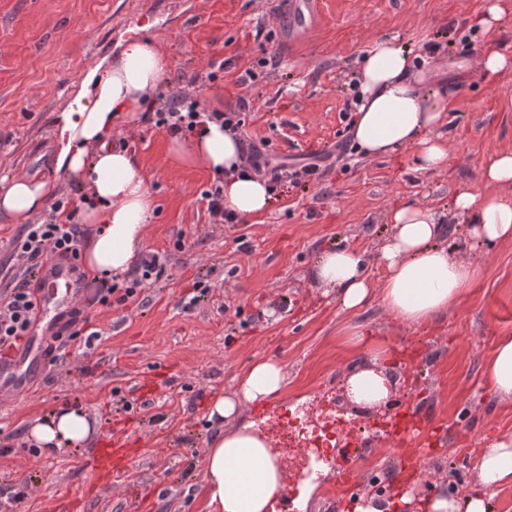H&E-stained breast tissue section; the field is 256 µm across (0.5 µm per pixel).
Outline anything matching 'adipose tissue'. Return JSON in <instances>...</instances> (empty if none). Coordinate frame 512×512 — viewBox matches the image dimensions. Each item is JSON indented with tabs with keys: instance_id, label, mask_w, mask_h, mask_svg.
Listing matches in <instances>:
<instances>
[{
	"instance_id": "adipose-tissue-1",
	"label": "adipose tissue",
	"mask_w": 512,
	"mask_h": 512,
	"mask_svg": "<svg viewBox=\"0 0 512 512\" xmlns=\"http://www.w3.org/2000/svg\"><path fill=\"white\" fill-rule=\"evenodd\" d=\"M168 69V59L151 41H127L117 63L89 76L85 102L61 114L51 158L53 177L0 178V219L28 223L57 196L62 180L77 178L86 188L79 217L97 227L83 251L85 270L98 279L128 273L141 254L153 199L133 155L111 141L119 122H135L145 111ZM459 90L458 78L447 69L420 66L392 40H378L363 57L357 76L353 134L359 150L373 158L410 148L420 169L444 168L448 143L440 130ZM171 151L221 179L224 206L238 216L250 219L268 209L271 192L265 182L243 174L240 142L220 124L206 123L187 140L173 137ZM485 180L484 190L468 183L454 188L453 216L471 241L512 240V204L497 193L512 186V152L489 160ZM389 220L392 230L375 260L383 270L379 289L371 287L370 262L347 246L324 250L312 278L343 310H358L376 292L396 321L431 323L459 301L478 269L450 256L443 244L445 226L430 209L404 204L391 210ZM350 342L367 358L347 378L350 396L364 405L378 404L389 395L387 349L368 336L356 335ZM484 375L496 396L512 398V336L499 338ZM287 377L280 362L260 360L235 378L232 391L211 399L209 417L218 431L207 444L203 487L212 512H271L281 495L278 457L242 414L245 407L281 394ZM91 434L87 414L66 408L33 420L27 429L28 439L46 449L80 446ZM477 480L464 503L439 493L423 502L424 512H490L494 491L512 484L511 437L481 450Z\"/></svg>"
}]
</instances>
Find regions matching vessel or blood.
Segmentation results:
<instances>
[{"instance_id": "obj_1", "label": "vessel or blood", "mask_w": 512, "mask_h": 512, "mask_svg": "<svg viewBox=\"0 0 512 512\" xmlns=\"http://www.w3.org/2000/svg\"><path fill=\"white\" fill-rule=\"evenodd\" d=\"M280 28V47L299 42L322 19L321 0H266ZM81 294L72 264L51 257L33 291L35 310L21 350L0 359V397L21 398L37 388L47 364V345Z\"/></svg>"}]
</instances>
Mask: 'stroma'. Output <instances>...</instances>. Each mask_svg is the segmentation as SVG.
<instances>
[{
  "label": "stroma",
  "instance_id": "35a3bbf8",
  "mask_svg": "<svg viewBox=\"0 0 512 512\" xmlns=\"http://www.w3.org/2000/svg\"><path fill=\"white\" fill-rule=\"evenodd\" d=\"M485 0H323L320 26L288 51L264 0H156L158 22L133 24V0H0V172L53 176L50 156L58 113L75 106L87 75L119 58L129 39L152 40L170 69L161 94L202 84L201 107L242 110L245 145L271 163L298 166L318 158L320 178L284 182L260 216L236 224L209 221L203 191L214 183L199 166L169 153L171 135L147 114L123 127L155 207L144 252L165 255V271L138 298L107 308L86 288L81 304L100 336L58 344L35 395L0 398V512L27 496L21 512H208L200 494L205 451L216 426L212 396L230 390L256 360L288 371L280 403L322 416L343 408L368 440L356 482L339 465L306 478L310 449L290 440L277 415L249 407L281 453L285 484L299 512H356L368 500L420 501L477 479L481 448L512 437V400L496 396L484 368L500 337L512 335V240L464 244L446 237L453 258L478 268L459 302L427 327L394 321L379 296L356 312L341 310L311 278L319 253L349 246L375 259L399 204L448 219L460 182L483 184L490 158L512 151V76L490 79L474 63L488 41L512 53V0L501 22L474 31ZM390 38L425 67H471L443 129L449 161L424 171L412 149L367 159L353 140L354 86L360 58ZM257 77L238 80L246 70ZM20 224L0 223V292L13 288L25 263L15 251ZM354 334L385 340L394 357L393 396L416 408L424 432L413 442L372 438L375 408L353 402L349 371L365 357ZM83 409L94 427L89 447L32 455L26 429L64 407ZM119 443L124 459L100 477L90 448ZM385 475V492L371 485Z\"/></svg>",
  "mask_w": 512,
  "mask_h": 512
}]
</instances>
